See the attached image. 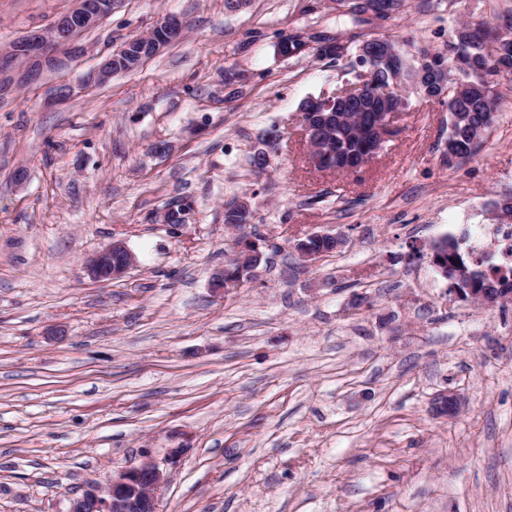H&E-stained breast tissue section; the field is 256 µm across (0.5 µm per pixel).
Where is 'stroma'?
I'll list each match as a JSON object with an SVG mask.
<instances>
[{"label":"stroma","mask_w":512,"mask_h":512,"mask_svg":"<svg viewBox=\"0 0 512 512\" xmlns=\"http://www.w3.org/2000/svg\"><path fill=\"white\" fill-rule=\"evenodd\" d=\"M306 2L122 0L88 55L0 91V512H67L146 453L158 512H512V305L460 300L431 260L512 195V72L462 164L443 162L447 108L409 83L368 165L318 170L299 107L349 62L279 54ZM72 4L0 0V48ZM169 15L182 40L92 82ZM472 18L505 25L512 0H407L386 31L410 61L449 54ZM272 131L260 172L248 159ZM236 197L264 260L217 292ZM185 198V224L159 221ZM313 232L346 244L304 263ZM117 240L136 266L92 279L86 259ZM445 390L452 418L432 410Z\"/></svg>","instance_id":"stroma-1"}]
</instances>
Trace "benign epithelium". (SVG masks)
<instances>
[{"mask_svg": "<svg viewBox=\"0 0 512 512\" xmlns=\"http://www.w3.org/2000/svg\"><path fill=\"white\" fill-rule=\"evenodd\" d=\"M119 2L74 0L71 9L52 25L13 42L5 51L0 50V90L12 85L18 88L28 85L40 77L43 68L62 69L84 56L88 47L82 36L112 15ZM184 29L185 25L179 18L168 17L150 32L125 41L122 49L145 45L156 54L166 43L180 38ZM415 81L421 85L439 84L443 97L451 92L458 94L464 89L462 85L448 86L446 67L437 73L420 67ZM340 95L344 98L345 107L367 113L360 131L362 152L340 157L331 149L315 146V139L311 137L306 138V142L315 166L333 170L338 161L344 164L346 172L354 173L365 167L380 151L382 142L390 138L396 117L404 111V101L394 97L388 88H372L363 81L344 86ZM236 259L242 264H249L254 270L262 260L259 244L243 232L238 233ZM135 264V255L123 242L115 241L92 254L86 268L93 279L108 282L124 277ZM469 292L476 297L475 304L482 307L512 303V290L508 288L494 292L471 288ZM163 482V471L147 455L139 465L113 475L105 486H89L73 497L68 512H157L156 491Z\"/></svg>", "mask_w": 512, "mask_h": 512, "instance_id": "7a95c632", "label": "benign epithelium"}]
</instances>
